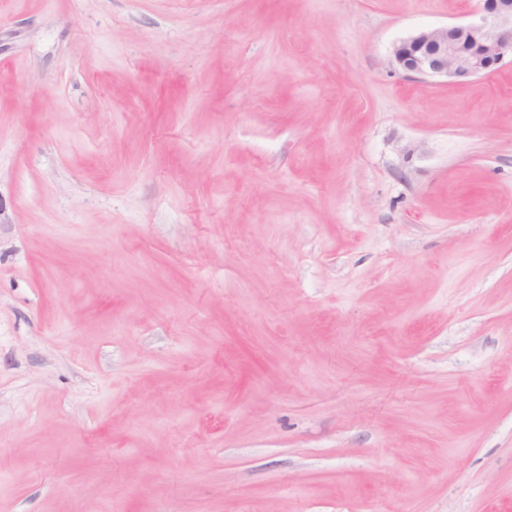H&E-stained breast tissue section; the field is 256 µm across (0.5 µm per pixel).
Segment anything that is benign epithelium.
Listing matches in <instances>:
<instances>
[{
  "label": "benign epithelium",
  "mask_w": 512,
  "mask_h": 512,
  "mask_svg": "<svg viewBox=\"0 0 512 512\" xmlns=\"http://www.w3.org/2000/svg\"><path fill=\"white\" fill-rule=\"evenodd\" d=\"M512 59V0H482L478 20L422 30L392 45L394 69L407 78L465 79Z\"/></svg>",
  "instance_id": "benign-epithelium-1"
}]
</instances>
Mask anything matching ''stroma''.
Masks as SVG:
<instances>
[{"instance_id": "stroma-1", "label": "stroma", "mask_w": 512, "mask_h": 512, "mask_svg": "<svg viewBox=\"0 0 512 512\" xmlns=\"http://www.w3.org/2000/svg\"><path fill=\"white\" fill-rule=\"evenodd\" d=\"M477 0H0V512H512V64ZM478 20L422 30L392 45L394 69L407 78L465 79L512 61V0H482Z\"/></svg>"}]
</instances>
